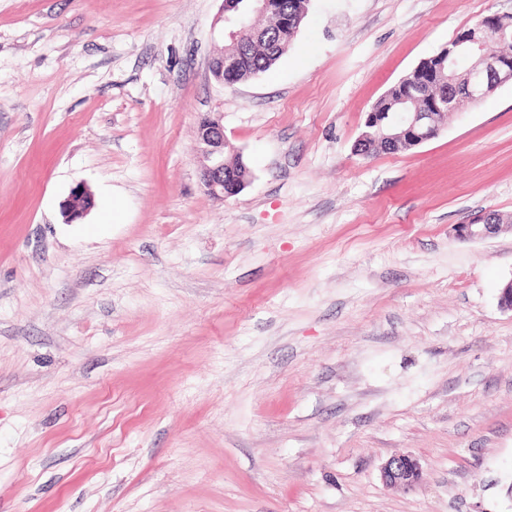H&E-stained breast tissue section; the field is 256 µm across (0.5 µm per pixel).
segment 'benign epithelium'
Segmentation results:
<instances>
[{
  "label": "benign epithelium",
  "instance_id": "1",
  "mask_svg": "<svg viewBox=\"0 0 512 512\" xmlns=\"http://www.w3.org/2000/svg\"><path fill=\"white\" fill-rule=\"evenodd\" d=\"M224 23L228 38L235 47L249 38L257 37L256 29L237 15L224 14ZM490 34L502 40L512 38V14H488L443 48L448 59V114L460 111L464 104L476 105L498 86L512 83V58L492 56L485 52ZM237 61L236 52L226 48L211 60L210 71L222 81L224 74L235 71ZM414 92L415 89L404 87L400 96L401 111L393 118L373 112L367 115L364 130L355 145L356 154L364 155L368 140L374 136L394 146L403 138L421 145L439 134L441 124L434 121V113L406 108V101ZM198 140L201 152L200 179L205 190L218 198L240 193L241 185L234 184L231 175L224 169V145L227 144L224 126L217 119L206 120ZM507 230L512 231V225L503 223L500 214L495 212H483L468 223L457 224L454 228L456 237L463 241L480 240ZM421 475L419 460L408 454L390 457L380 469L384 484L407 490L420 481Z\"/></svg>",
  "mask_w": 512,
  "mask_h": 512
}]
</instances>
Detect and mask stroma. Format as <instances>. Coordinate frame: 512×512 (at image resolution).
<instances>
[{
    "instance_id": "obj_1",
    "label": "stroma",
    "mask_w": 512,
    "mask_h": 512,
    "mask_svg": "<svg viewBox=\"0 0 512 512\" xmlns=\"http://www.w3.org/2000/svg\"><path fill=\"white\" fill-rule=\"evenodd\" d=\"M222 8L0 0V512H512V235L454 232L512 220V85L354 151L512 0H307L232 86ZM212 112L251 172L221 200ZM398 454L413 489L380 479ZM237 55L234 50L225 48L224 51L220 52L210 62V71L214 78L219 79L220 82L224 83V73H233L237 66ZM216 73H220L216 75ZM414 69L401 78L397 83L393 84L385 94L370 108V112L364 122V130L358 137L355 145V152L358 155H365L363 150L369 144L368 140L372 138L371 130L374 129L376 137L385 140L388 146H395L399 140L409 138L416 141L417 145H421L435 138L443 124L434 122V112L428 111H410L423 104V100L416 98L407 103L409 96H412L416 88L405 86L400 96L401 112L397 103V91L399 87L405 83L404 78L410 81L414 78ZM380 112L388 117L375 114ZM396 112L394 118H390ZM201 152L200 179L205 190L218 198L237 195L241 191L242 181H248L250 171L240 161L224 163V145L227 144L224 136V126L217 119H207L201 133H198ZM231 170L239 184L234 185L230 174L225 169ZM235 186V187H234ZM501 215L483 212L473 217L467 224L455 225V235L459 240L474 241L496 235L502 231H512L511 224H503ZM422 467L418 459L408 454L390 457L380 469L384 484L403 489H412L421 479Z\"/></svg>"
}]
</instances>
